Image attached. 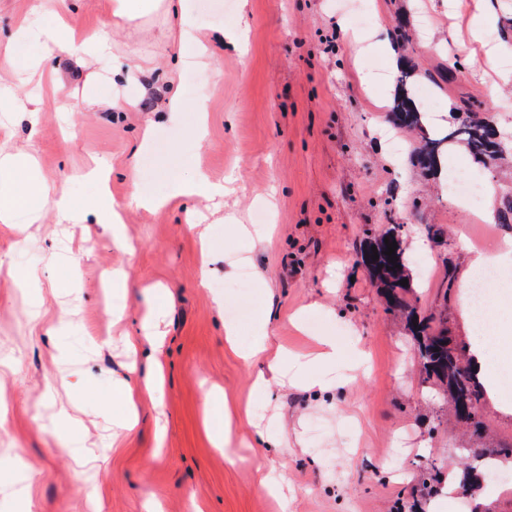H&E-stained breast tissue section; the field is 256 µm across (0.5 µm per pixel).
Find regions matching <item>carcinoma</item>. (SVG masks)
Instances as JSON below:
<instances>
[{
  "label": "carcinoma",
  "mask_w": 512,
  "mask_h": 512,
  "mask_svg": "<svg viewBox=\"0 0 512 512\" xmlns=\"http://www.w3.org/2000/svg\"><path fill=\"white\" fill-rule=\"evenodd\" d=\"M415 78V69L406 64L398 70L396 85L398 94L390 112L391 122L399 128H409L418 132L420 144L412 152V161L420 169L435 172L440 158L444 156L448 146L459 143L465 146L472 160L483 166L500 160L506 151L498 148L496 135L499 127L486 117L472 111L468 99L460 100L453 114V124L447 130H435L423 122L422 112L411 94ZM497 219L501 224H512V194L500 197L497 208ZM400 227L393 226L381 233L372 235L366 247L361 250L360 257L373 278L384 289L388 309L391 312L408 311L409 322L413 328L417 352L430 366L423 382L441 388L452 405L462 400L480 403L484 397V388L470 365L462 360L457 347L451 345L442 329H431L430 326L416 323L414 311L408 309L404 293L408 287L400 281L408 278L405 250L399 233ZM397 242L395 256L391 261L385 254V241ZM378 254L379 259L371 256Z\"/></svg>",
  "instance_id": "1"
}]
</instances>
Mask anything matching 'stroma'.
Returning a JSON list of instances; mask_svg holds the SVG:
<instances>
[{"instance_id":"obj_1","label":"stroma","mask_w":512,"mask_h":512,"mask_svg":"<svg viewBox=\"0 0 512 512\" xmlns=\"http://www.w3.org/2000/svg\"><path fill=\"white\" fill-rule=\"evenodd\" d=\"M498 20L484 41L494 58L477 53L474 69L448 84L438 76L462 63L454 39L484 5ZM200 32L228 31L247 21L243 49L213 46L196 65L161 13L112 27V54L75 59L63 49L47 53L38 98V127L14 109L25 86L16 74L42 52L30 42L13 67L0 70L12 92L0 96V143L33 154L74 209L94 187L83 170L111 166L110 193L122 205L125 251L93 222L58 224L50 203L32 202L38 221L19 215L0 223V512H144L156 499L162 512H474L468 495L448 492L463 449L493 454L512 446V396L486 395L484 430L458 426L452 405L426 388L416 367L410 327L376 288L360 259L367 229L403 227L410 290L406 301L419 318L446 328L452 343L471 354L483 339L462 313L460 296L470 280L461 239H474L472 208L449 204L448 189L425 176L409 157L394 158L391 138L413 148V133L388 121L396 67L377 48L397 21L412 41L397 54L414 65L413 94L427 93L428 118L443 119L460 98L494 117L512 133V84H498L495 67L512 69V0H369L371 26L356 54L359 26L351 0H179ZM71 29L90 36L108 20L107 0H58ZM432 49H424V41ZM132 56L136 81L122 88L133 107L85 111L89 75L95 94L111 98L113 58ZM386 70L382 82L361 74ZM174 72L187 101L208 105V131L194 136L195 115L162 112ZM151 146L139 151L146 125ZM238 181L222 209L198 198L172 199L148 212L135 200L167 194L172 178L206 174ZM452 176L481 179L502 193L512 170H488L467 154L448 158ZM196 208L208 232L213 284L199 285L200 245L186 227ZM441 227V239L427 226ZM129 275L126 294L114 296L115 269ZM37 271L29 286L20 274ZM41 299L39 319L30 305ZM125 309L112 321V303ZM151 312L165 336L159 350L142 342L138 355L128 337L140 338ZM232 324L237 347L224 338ZM266 327L270 346L296 353L317 340L335 341L336 365L312 367L329 389L292 386L268 373L265 360L246 362L240 350ZM67 359L69 386L54 398L43 393L48 373ZM163 363L161 390L143 399L137 426L113 436L120 409L112 386L127 367ZM265 372L267 386L253 382ZM222 406L205 407L208 392ZM79 418L57 429L59 408ZM235 413V447L212 442ZM280 440L277 448L261 437ZM288 474L283 500L261 486L256 470ZM24 486V503L12 490Z\"/></svg>"}]
</instances>
